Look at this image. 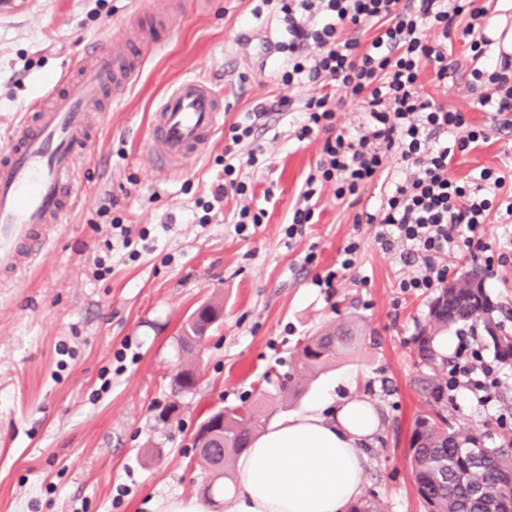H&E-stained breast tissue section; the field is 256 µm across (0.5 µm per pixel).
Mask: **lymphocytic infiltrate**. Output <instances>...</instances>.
Wrapping results in <instances>:
<instances>
[{"mask_svg":"<svg viewBox=\"0 0 512 512\" xmlns=\"http://www.w3.org/2000/svg\"><path fill=\"white\" fill-rule=\"evenodd\" d=\"M286 22L287 41L279 49L288 55L282 84L307 81L318 90L302 105L304 121L299 138L325 132L321 156L305 179L301 203L288 216L287 237L312 223L324 187L337 199H360L362 191L380 180L390 158L403 173L391 181L376 212L362 220L379 225L377 241L383 249L400 243L418 260L413 276L399 283L403 291H428L447 274L442 256L472 247L483 237L490 215L512 222V195L501 196L502 171L482 168L469 181L454 178L457 153L479 148L488 138L485 129L469 124L464 112L424 96L419 78L432 67L434 80L447 83L455 68V43L468 46L478 67L466 85L473 106L490 113L498 130L512 128V54L495 49L485 33L491 23L488 5L477 0H279ZM356 37H345V29ZM371 32L361 43L359 32ZM356 102L363 114L357 129L336 126V108ZM245 113L230 128L231 149L224 152V176L201 204V223H209L216 204L230 195L246 196L242 168H265L266 157L257 145L255 115ZM250 143L246 158L234 146Z\"/></svg>","mask_w":512,"mask_h":512,"instance_id":"obj_1","label":"lymphocytic infiltrate"}]
</instances>
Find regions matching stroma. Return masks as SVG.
Masks as SVG:
<instances>
[{"label": "stroma", "mask_w": 512, "mask_h": 512, "mask_svg": "<svg viewBox=\"0 0 512 512\" xmlns=\"http://www.w3.org/2000/svg\"><path fill=\"white\" fill-rule=\"evenodd\" d=\"M149 2L0 0V146L86 43L134 26ZM164 2L175 17L165 46L125 100L93 121L65 223L32 267L0 282V512H162L170 499L200 497L208 472L194 435L213 410L257 402L272 424L326 391L369 400L380 414L363 498L380 512H424L407 454L416 418L443 411L455 428L498 446L512 438V364L498 361L479 327L475 345L498 378L493 404L480 406L463 388L440 402L423 393L413 338L437 292L402 291L413 266L376 244V225L355 221L378 208L383 187H367L353 206L324 188L313 223L285 235L324 137L296 138L300 107L316 88L278 81L288 60L277 45L287 33L274 8L261 0ZM454 53L447 84L426 73L421 82L436 102L490 128L489 143L453 163L466 179L512 162V130L492 129L490 115L472 109L470 57L461 46ZM186 74L208 77L223 93L225 127L205 152L157 178L146 162L150 114ZM261 106L269 114L257 142L270 166L248 184L253 208L265 211L262 224L237 235L231 218L242 201L232 195L210 223H199L195 202L222 174L229 125ZM116 216L131 246L113 229ZM352 240L360 245L353 268L333 287L315 286ZM484 257L476 249L446 257L448 277L479 273L495 321L512 335V264L489 276ZM214 299L224 305L222 323L185 354L182 323ZM351 316L366 325L367 341L304 377L296 399L278 400L300 344ZM186 365L197 386L174 395L171 379Z\"/></svg>", "instance_id": "stroma-1"}]
</instances>
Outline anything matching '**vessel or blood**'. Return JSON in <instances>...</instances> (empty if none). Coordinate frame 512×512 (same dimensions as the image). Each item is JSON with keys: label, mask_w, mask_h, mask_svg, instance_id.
I'll list each match as a JSON object with an SVG mask.
<instances>
[{"label": "vessel or blood", "mask_w": 512, "mask_h": 512, "mask_svg": "<svg viewBox=\"0 0 512 512\" xmlns=\"http://www.w3.org/2000/svg\"><path fill=\"white\" fill-rule=\"evenodd\" d=\"M135 31L85 54L47 93V105L27 112L0 148V276L12 277L43 247L75 198L76 158L86 144L89 108L102 98L121 103L139 79L157 40ZM224 98L204 76L176 82L149 125L151 168L164 174L200 155L220 130Z\"/></svg>", "instance_id": "b4317fda"}]
</instances>
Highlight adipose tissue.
Returning a JSON list of instances; mask_svg holds the SVG:
<instances>
[{
    "label": "adipose tissue",
    "instance_id": "ef3b65f1",
    "mask_svg": "<svg viewBox=\"0 0 512 512\" xmlns=\"http://www.w3.org/2000/svg\"><path fill=\"white\" fill-rule=\"evenodd\" d=\"M380 427L370 401L323 396L310 402L239 456L224 512H345L363 491L366 448Z\"/></svg>",
    "mask_w": 512,
    "mask_h": 512
}]
</instances>
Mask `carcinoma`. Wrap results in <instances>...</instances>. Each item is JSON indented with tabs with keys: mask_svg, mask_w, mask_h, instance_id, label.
<instances>
[{
	"mask_svg": "<svg viewBox=\"0 0 512 512\" xmlns=\"http://www.w3.org/2000/svg\"><path fill=\"white\" fill-rule=\"evenodd\" d=\"M471 288L455 294L443 288L431 304L428 324L413 337L419 364L431 370L423 378L426 389L435 400L444 397L448 382L436 378V371L448 364L437 350L441 338L457 325L482 324L500 361L512 362V336L501 333L489 314L493 311L482 282L471 273L462 277ZM220 306H201L197 317H188L181 326V349L192 352L200 345L201 325L207 318L216 319ZM362 330L354 322L340 323L336 328L310 337L296 356L295 373L279 386L278 397L286 399L293 392L290 382L295 376L323 367L352 352L359 344ZM174 386L180 393H189L196 386L195 373L183 370ZM266 424V418L252 406L224 409V429L219 436L224 442L213 441L200 448V460L214 473V482L204 490L209 498L221 489V479L233 465L236 456L248 448L254 435ZM477 436L453 428L443 416L434 419L420 416L414 423L410 438V462L417 494L426 512H512L505 506V493L512 490V445L487 448L480 463L472 464L466 450Z\"/></svg>",
	"mask_w": 512,
	"mask_h": 512,
	"instance_id": "1",
	"label": "carcinoma"
}]
</instances>
